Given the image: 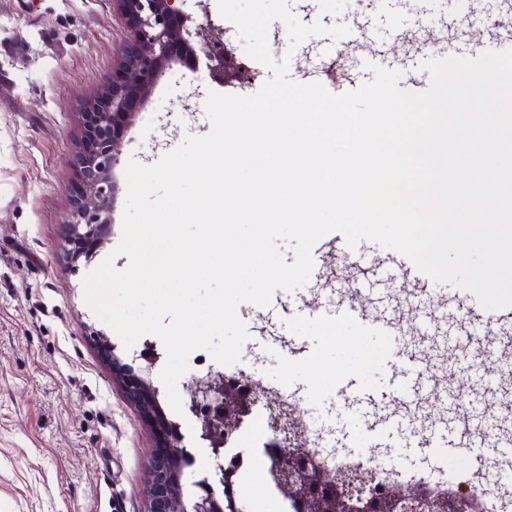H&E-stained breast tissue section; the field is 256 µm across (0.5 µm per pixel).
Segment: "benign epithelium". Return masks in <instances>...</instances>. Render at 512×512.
I'll list each match as a JSON object with an SVG mask.
<instances>
[{
  "label": "benign epithelium",
  "mask_w": 512,
  "mask_h": 512,
  "mask_svg": "<svg viewBox=\"0 0 512 512\" xmlns=\"http://www.w3.org/2000/svg\"><path fill=\"white\" fill-rule=\"evenodd\" d=\"M184 0H113L128 32L120 47V64L104 83L101 93L85 103L80 112L82 147L75 165L84 193L73 204L68 221L70 239L77 244L72 260L100 240L111 224L112 208L119 190L115 171L120 164L119 144L132 118L148 103L166 71L179 64L199 72V56L193 40L218 46L213 53L217 66L208 67L200 82L224 78L228 68L241 71L235 48L221 42L222 31L211 21L202 24L185 13ZM127 391L143 409L155 413L156 390L149 369L139 374L112 358ZM264 405L275 437L263 448L267 472L293 512H483L480 494L471 488L440 491L423 483H383L366 464L348 470L324 469L306 451L305 439L292 415L268 396L263 386L241 371L227 375L210 371L191 379L189 409L201 420L200 437L210 441L218 465L213 479L195 484L192 504L186 505L180 481L186 449L178 446L171 425L157 418L164 451L153 456L148 472V499L144 512H243L238 506V470L241 459L225 449L237 441L245 417Z\"/></svg>",
  "instance_id": "1"
}]
</instances>
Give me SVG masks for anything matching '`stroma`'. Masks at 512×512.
Instances as JSON below:
<instances>
[{
  "mask_svg": "<svg viewBox=\"0 0 512 512\" xmlns=\"http://www.w3.org/2000/svg\"><path fill=\"white\" fill-rule=\"evenodd\" d=\"M301 22L351 25L355 0H316L312 10L291 6ZM470 0H377L366 20L362 47L343 54L345 69L358 82L373 80L367 57L381 51V66L400 70L394 43L403 33L426 39L446 17L463 16ZM274 58L290 56L291 78L311 72L319 60L318 45L327 38H307L290 49L286 28L273 22ZM126 38L112 0H0V512H144L147 469L155 452L151 424L126 396L102 356L98 341L107 339L116 358L134 363L161 350L153 335L124 349L119 337L99 320L84 298L83 279L106 257L116 269L129 259L115 255L122 232L124 198H117L112 226L89 255L67 257L65 225L73 199L83 186L73 166L81 142L80 112L111 77ZM442 56L441 47L416 52L413 65L400 70L399 88L429 80L422 62ZM194 74L169 70L136 115L121 142L122 159L150 165L177 148L189 135L204 136L212 124L205 102L190 99ZM190 99V111L179 109ZM357 254L365 262L341 267L334 254L317 263L322 280L294 291L276 290L263 312L239 305L248 341L242 348V370L267 388L287 385L330 446L345 452L370 449L373 457L398 461L405 471L437 478L465 473L497 460L494 449L481 455L457 453L445 458L416 452L429 425L444 415L437 398L426 400L414 422L402 432L379 440L369 434L366 400L392 402L397 396L398 359L392 339L380 332L359 333L337 308L340 297L370 289L369 313L404 311L406 357L429 359L426 373L438 392L467 391L476 408L486 409L498 425L512 429V377L482 386L475 373L453 362L462 352L455 335L463 313L450 283L426 282L409 291L396 269V253L371 241ZM294 343L295 353L277 345ZM159 412L174 423L193 463L184 484L211 475L217 460L200 440V423L191 413H176L158 376Z\"/></svg>",
  "mask_w": 512,
  "mask_h": 512,
  "instance_id": "1",
  "label": "stroma"
}]
</instances>
